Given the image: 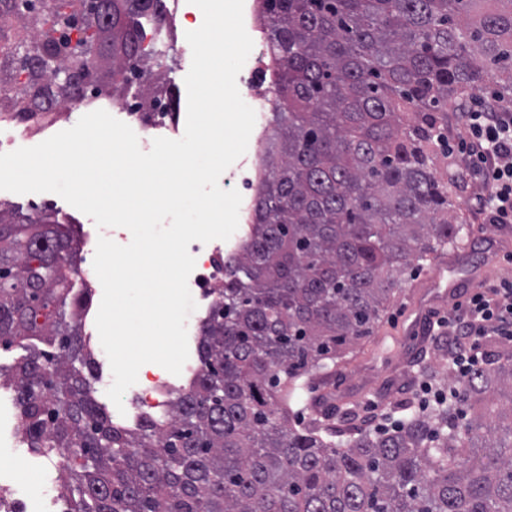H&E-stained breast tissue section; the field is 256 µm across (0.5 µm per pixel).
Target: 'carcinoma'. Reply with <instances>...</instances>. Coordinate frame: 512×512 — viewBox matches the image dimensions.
Segmentation results:
<instances>
[{"mask_svg":"<svg viewBox=\"0 0 512 512\" xmlns=\"http://www.w3.org/2000/svg\"><path fill=\"white\" fill-rule=\"evenodd\" d=\"M278 93L249 233L199 326L198 372L162 417L112 423L89 344L67 317L73 239L50 209L0 204V340H37L11 368L28 445L66 457L67 512H512V354L467 377L416 363L459 394L409 401L390 431L344 439L290 400L369 337L413 258L471 233L448 157V103L493 87L512 103V0H261ZM0 0V122L37 124L78 99L67 79L125 98L165 0ZM179 98L147 68L136 96Z\"/></svg>","mask_w":512,"mask_h":512,"instance_id":"1","label":"carcinoma"}]
</instances>
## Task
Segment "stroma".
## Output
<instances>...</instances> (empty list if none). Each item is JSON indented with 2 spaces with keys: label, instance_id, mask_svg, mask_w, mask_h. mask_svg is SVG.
<instances>
[{
  "label": "stroma",
  "instance_id": "stroma-1",
  "mask_svg": "<svg viewBox=\"0 0 512 512\" xmlns=\"http://www.w3.org/2000/svg\"><path fill=\"white\" fill-rule=\"evenodd\" d=\"M457 170L462 173V190L456 200V209L472 228V236L458 251L444 255L448 269L444 273L446 284L433 285L434 265L426 263L402 286L391 304L386 317L371 337L353 346L335 373L311 379L305 397L326 395L332 398L340 411L332 423L341 429L374 427L394 421L401 416L398 403L412 399L417 386L408 374L416 359L422 358L434 368H441L448 361L444 346L445 330L430 327L429 316L433 309L447 310L455 296L448 292L450 282L466 286L476 275L487 281L512 279V224H490L478 211L476 199L482 194L480 182L467 173L465 157L456 156ZM0 201H7L33 214L45 207H52L70 216L75 223L93 228V220L68 204L54 193L15 194L0 191ZM503 253L504 258L486 264L490 252ZM90 347L96 366L89 377L97 402L112 413L114 422H124L114 403L107 395L112 384V372L106 353L98 336H90Z\"/></svg>",
  "mask_w": 512,
  "mask_h": 512
}]
</instances>
